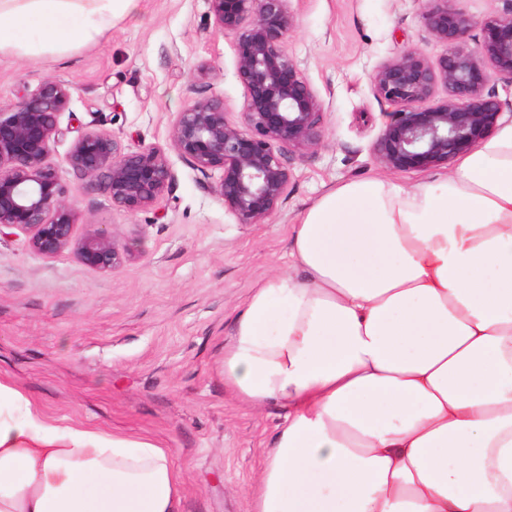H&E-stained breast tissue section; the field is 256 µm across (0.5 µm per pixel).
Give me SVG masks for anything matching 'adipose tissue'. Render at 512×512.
Masks as SVG:
<instances>
[{"label":"adipose tissue","instance_id":"adipose-tissue-1","mask_svg":"<svg viewBox=\"0 0 512 512\" xmlns=\"http://www.w3.org/2000/svg\"><path fill=\"white\" fill-rule=\"evenodd\" d=\"M139 0H0V54L89 43ZM219 372L286 410L249 512H512V123L445 175L328 189ZM169 448L60 425L0 381V512H180Z\"/></svg>","mask_w":512,"mask_h":512}]
</instances>
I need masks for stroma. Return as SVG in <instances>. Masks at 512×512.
<instances>
[{"label": "stroma", "instance_id": "stroma-1", "mask_svg": "<svg viewBox=\"0 0 512 512\" xmlns=\"http://www.w3.org/2000/svg\"><path fill=\"white\" fill-rule=\"evenodd\" d=\"M288 54L323 104L318 147L291 155L288 198L263 224H242L202 174L173 150L177 112L219 98L238 120L245 89L235 38L209 0H141L94 42L35 59L0 55V103L47 79L72 94L49 163L70 191L76 236L111 233L132 255L112 271L72 251L46 258L27 233L0 235V380L59 424L137 433L171 448L184 474L181 512H249L248 490L284 411L242 407L217 364L251 288L288 268L301 210L328 188L385 176L372 145L390 106L371 77L406 47L436 58L419 0H291ZM123 149L163 150L174 181L160 206H113L102 185L64 162L79 130Z\"/></svg>", "mask_w": 512, "mask_h": 512}]
</instances>
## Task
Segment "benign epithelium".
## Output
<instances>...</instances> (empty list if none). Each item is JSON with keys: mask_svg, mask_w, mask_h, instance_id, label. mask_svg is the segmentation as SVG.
<instances>
[{"mask_svg": "<svg viewBox=\"0 0 512 512\" xmlns=\"http://www.w3.org/2000/svg\"><path fill=\"white\" fill-rule=\"evenodd\" d=\"M216 24L235 35V67L245 89L240 120L228 119L224 101L205 98L177 113L169 129L176 153L203 174L220 173L212 192L241 224H263L287 198L291 170L286 152L316 147L323 105L284 43L291 0H210ZM425 0L422 18L446 51L430 60L416 48L381 63L374 93L393 107L373 144L387 170H426L475 150L497 125L501 104L485 92L497 74L512 76V7L475 22L451 6ZM482 40L471 48L469 30ZM445 97L427 106L437 88ZM71 97L68 84L48 79L15 104L0 106V233L17 229L43 257L70 249L85 265L107 272L129 256L113 237L94 230L77 239L69 191L47 162L60 134L59 116ZM64 163L100 180L112 205L137 212L160 204L174 172L157 148L122 150L110 134L86 129Z\"/></svg>", "mask_w": 512, "mask_h": 512, "instance_id": "1", "label": "benign epithelium"}]
</instances>
